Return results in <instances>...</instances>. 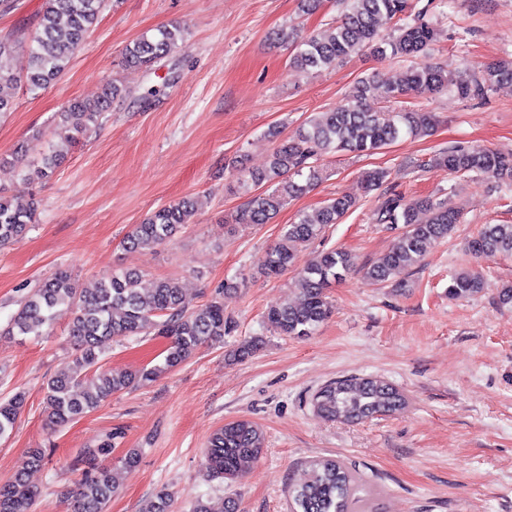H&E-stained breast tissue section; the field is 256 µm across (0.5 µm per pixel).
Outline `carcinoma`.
Wrapping results in <instances>:
<instances>
[{
	"label": "carcinoma",
	"instance_id": "1",
	"mask_svg": "<svg viewBox=\"0 0 512 512\" xmlns=\"http://www.w3.org/2000/svg\"><path fill=\"white\" fill-rule=\"evenodd\" d=\"M106 6L107 0H46L32 45L23 58L13 42L0 38V114L12 109L5 89L23 85L35 93L66 71L85 34ZM383 16L402 21L397 34L390 38L380 36L378 31V21ZM186 34V28L178 24L162 26L128 46L124 63L149 69L173 54ZM438 36L439 29L428 17L427 9L416 8L415 0H343L342 15L330 27L305 37L294 28H285L279 30L276 39L295 45L290 61L302 72L332 69L363 49L380 59H417L399 82L383 86L384 101L397 103L412 94L435 95L453 87L448 71L425 61ZM503 81H512V62L494 64L472 84L456 87V92L462 98L483 99L495 84ZM372 89L370 79L358 80L342 106L314 113L295 136L275 145L268 166L248 172L254 185H266L268 189L251 195L236 220L243 224L270 223L289 200L314 189L328 177L318 164L319 156L325 153H374L403 135H431L436 124L434 113L419 107L371 109L366 99ZM126 95V88L114 79L96 98L71 101L59 114L56 140L43 153L41 165L26 164V146L1 155L0 164L17 167L25 183L49 177L72 147L96 131L112 102ZM429 165L445 168L450 174L477 172L512 180V153L487 148L454 146L436 154ZM387 176L383 169L365 172V188L369 192L378 189ZM354 206L353 199L338 196L326 200L313 215H298L297 221L287 225L280 241L261 258V273L278 277L287 272L298 247L321 236L329 225L341 223ZM195 212L192 199L163 205L133 225L127 233L126 245L134 250L163 245L191 222ZM34 215V205H20L13 197L0 193V245L21 239ZM377 218L381 224L402 225V231L382 260L365 270L364 278L375 286L407 288L405 275L421 263L431 247L448 238L460 221L461 209L445 195L408 201L393 193L380 196ZM468 249L483 259L511 255L512 224L483 225L470 240ZM350 271L346 251L320 252L297 272L301 302L281 299L272 304L264 315L266 324L283 336L311 335L331 314L327 288L343 280ZM141 282L140 273L126 270L112 273L100 280L96 288L86 291L77 288L70 272L61 270L30 291L11 317L8 335L40 337L46 335L45 328L54 320L70 316L68 333L77 345V353L44 386L50 428H65L110 401L113 395L155 380L200 347L224 338L228 320L224 317L223 302L213 298L190 308L178 280L162 278L150 288L142 287ZM482 289L481 273L466 269L454 274L448 296L468 299ZM149 333L168 340L162 364L137 370H112L100 365L101 356L112 341ZM405 404L406 396L400 389L375 376L340 378L322 387L312 398L319 416L348 422L387 415ZM23 406L21 394L0 401V439L13 429ZM263 442V433L254 423L228 422L209 436L205 449L207 468L216 475L234 479L240 475L243 463L259 457ZM43 460L40 451H32L25 465L0 484V512H32L38 491L28 482L27 472L42 466ZM355 483V476L343 463L315 462L306 482L292 492L294 508L297 512H361ZM115 490L114 477L107 468L88 472L72 492L71 512H106ZM193 512H237V504L229 499L217 508L209 500L199 499Z\"/></svg>",
	"mask_w": 512,
	"mask_h": 512
}]
</instances>
